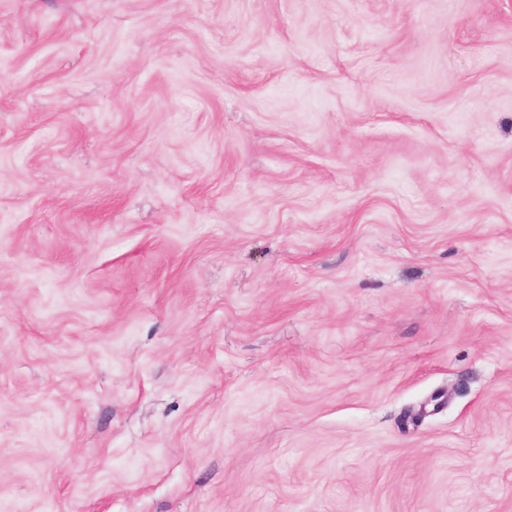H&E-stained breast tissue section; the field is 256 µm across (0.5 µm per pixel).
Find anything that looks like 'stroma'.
Returning <instances> with one entry per match:
<instances>
[{
    "label": "stroma",
    "instance_id": "1",
    "mask_svg": "<svg viewBox=\"0 0 512 512\" xmlns=\"http://www.w3.org/2000/svg\"><path fill=\"white\" fill-rule=\"evenodd\" d=\"M0 512H512V0H0Z\"/></svg>",
    "mask_w": 512,
    "mask_h": 512
}]
</instances>
